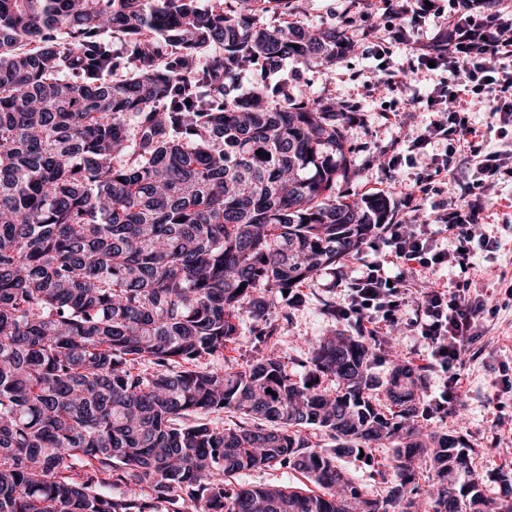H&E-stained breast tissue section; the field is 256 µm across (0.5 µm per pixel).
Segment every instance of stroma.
<instances>
[{"instance_id": "1", "label": "stroma", "mask_w": 512, "mask_h": 512, "mask_svg": "<svg viewBox=\"0 0 512 512\" xmlns=\"http://www.w3.org/2000/svg\"><path fill=\"white\" fill-rule=\"evenodd\" d=\"M286 67L295 71L296 85L309 96L353 98L367 109L366 122L347 126L354 168L337 187L340 193L358 197L388 177L380 157L400 134L399 128L380 123L378 110L403 104L413 89H425L440 78L438 72H426L420 74L415 88L401 87L392 92L374 86L369 61L359 57L344 58L328 70L294 60L288 61ZM354 72L359 75L355 81L350 78ZM482 231L498 244L490 252L477 250L471 276L473 288L487 298L489 312L481 323L485 351L478 358L465 357L461 369L463 400L448 413L436 415L432 424L462 435L475 448L473 467L482 478L485 492L501 498L512 493V302H504L498 288L500 277L512 278V217L499 216L494 223L484 225ZM367 258V253L362 252L342 259L289 296H271L275 307L288 310L277 346L295 378L306 377L311 352L323 337L336 333L354 335L351 323L328 313L326 306L343 299L342 292L334 287L337 274L353 276ZM263 324V318L243 313L236 343L223 356L207 358L206 366L245 365L255 354V334Z\"/></svg>"}]
</instances>
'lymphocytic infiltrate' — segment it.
<instances>
[{
    "mask_svg": "<svg viewBox=\"0 0 512 512\" xmlns=\"http://www.w3.org/2000/svg\"><path fill=\"white\" fill-rule=\"evenodd\" d=\"M357 8L372 16L383 14L386 24L359 36L347 34L339 54L375 61L377 86L397 88L431 65L443 73L426 92H413L407 99V108L431 118L408 138L406 152L391 157L392 164L405 159L420 167L412 189L404 194L408 206L419 209L422 200L448 181V156L435 152V145L456 142L459 150L477 159L481 171L492 174L512 160L511 144L483 153L485 131L458 115L471 99L488 104L494 115L512 112L511 8L490 7L489 0H454L450 11L441 0H336L332 11L345 19ZM430 19L435 27L427 36L423 28ZM401 52L410 54L408 66L396 65L394 58ZM467 193L468 200L456 208L438 209L436 230L424 224L385 225L384 253L348 279L345 303L336 310L338 318L363 336L376 337L398 326L414 331L422 341L425 366L444 378L432 400L440 413L461 401L459 369L482 339L479 321L486 303L482 295L472 294L467 279L451 287L435 280L421 292L415 284L430 272L470 265L474 247L490 246V238L478 231L490 205L488 186L479 179ZM442 234L454 240V249L438 243ZM413 294L419 300L412 308L408 302Z\"/></svg>",
    "mask_w": 512,
    "mask_h": 512,
    "instance_id": "lymphocytic-infiltrate-1",
    "label": "lymphocytic infiltrate"
}]
</instances>
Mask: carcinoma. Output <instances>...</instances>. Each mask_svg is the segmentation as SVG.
I'll return each mask as SVG.
<instances>
[{
    "label": "carcinoma",
    "mask_w": 512,
    "mask_h": 512,
    "mask_svg": "<svg viewBox=\"0 0 512 512\" xmlns=\"http://www.w3.org/2000/svg\"><path fill=\"white\" fill-rule=\"evenodd\" d=\"M288 3L0 0V512H512L474 449L428 424L420 367L372 379L377 338L321 342L299 382L270 321L246 365L202 367L264 293L392 219L383 194L336 193L352 166L336 100L213 90L245 65H336V28L264 22ZM226 409L244 422L205 419ZM390 439L397 483L370 497L336 457ZM266 468L318 491L237 482Z\"/></svg>",
    "instance_id": "obj_1"
}]
</instances>
